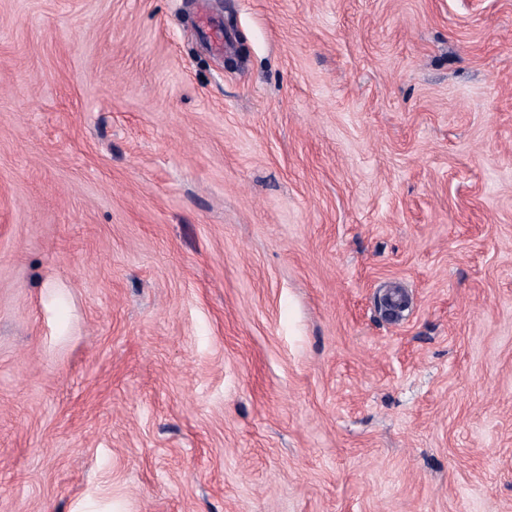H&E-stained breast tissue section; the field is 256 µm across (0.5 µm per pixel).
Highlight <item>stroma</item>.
Instances as JSON below:
<instances>
[{"label": "stroma", "instance_id": "35a3bbf8", "mask_svg": "<svg viewBox=\"0 0 512 512\" xmlns=\"http://www.w3.org/2000/svg\"><path fill=\"white\" fill-rule=\"evenodd\" d=\"M0 512H512V0H0Z\"/></svg>", "mask_w": 512, "mask_h": 512}]
</instances>
